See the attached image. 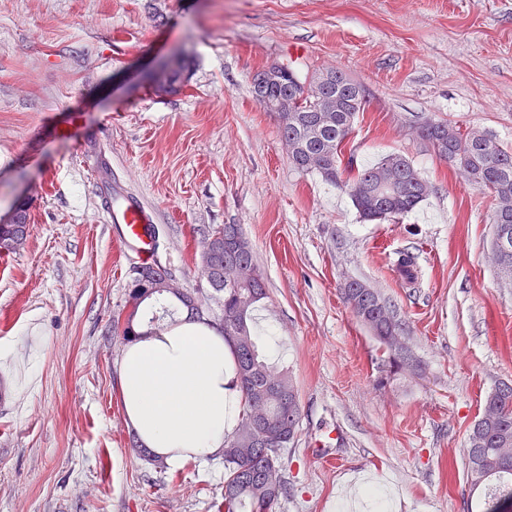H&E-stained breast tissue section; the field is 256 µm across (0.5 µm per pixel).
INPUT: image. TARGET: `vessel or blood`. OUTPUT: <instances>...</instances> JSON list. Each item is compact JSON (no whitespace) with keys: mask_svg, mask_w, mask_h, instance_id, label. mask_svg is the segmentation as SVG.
<instances>
[{"mask_svg":"<svg viewBox=\"0 0 512 512\" xmlns=\"http://www.w3.org/2000/svg\"><path fill=\"white\" fill-rule=\"evenodd\" d=\"M105 215L108 224L115 226L124 253L135 255L142 264L155 262L158 238L153 231V217L138 197H122L118 206L106 209Z\"/></svg>","mask_w":512,"mask_h":512,"instance_id":"obj_1","label":"vessel or blood"}]
</instances>
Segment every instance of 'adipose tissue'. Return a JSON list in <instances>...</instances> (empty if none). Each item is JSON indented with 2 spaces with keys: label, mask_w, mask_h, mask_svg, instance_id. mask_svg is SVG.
Here are the masks:
<instances>
[{
  "label": "adipose tissue",
  "mask_w": 512,
  "mask_h": 512,
  "mask_svg": "<svg viewBox=\"0 0 512 512\" xmlns=\"http://www.w3.org/2000/svg\"><path fill=\"white\" fill-rule=\"evenodd\" d=\"M119 383L140 442L173 461L223 447L244 409L223 335L193 321L130 344Z\"/></svg>",
  "instance_id": "obj_1"
}]
</instances>
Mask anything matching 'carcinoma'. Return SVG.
I'll return each mask as SVG.
<instances>
[{"instance_id": "cac0c4a2", "label": "carcinoma", "mask_w": 512, "mask_h": 512, "mask_svg": "<svg viewBox=\"0 0 512 512\" xmlns=\"http://www.w3.org/2000/svg\"><path fill=\"white\" fill-rule=\"evenodd\" d=\"M259 71L253 78V93L264 110L277 114L280 132L288 141V158L301 172H316L325 180L348 192L360 217L367 221L384 220L414 210L428 195L412 161L402 154H391L375 165L355 170L353 160L345 159L360 112L365 110L363 86L340 70L319 73L302 81L296 73L265 81ZM419 137L441 159L462 174L470 184L489 190L495 200L493 224L512 240V149L493 136L476 129L462 128L448 121L427 120L419 126ZM16 223L8 232L0 231V251L14 252L17 241L27 238L28 218L25 206L15 209ZM242 231L239 224L214 228L203 241L199 264L212 290L209 299L220 310L224 325L218 327L234 355L244 411L261 402L265 417L254 433L239 426L220 450L224 458L225 512H273L282 486H273L255 477L263 469L280 468V455L273 457L258 446L262 440L269 448H286L296 436L300 410L295 420L288 419L286 399H298L288 372H275L276 386L266 380L272 371L260 356L256 337L249 322L254 308L267 298L264 274L254 259L245 235L237 242L227 241L229 230ZM142 279L134 280L128 293L125 315L113 318V331L131 343L142 336L164 331L179 324L177 311L186 312L193 322L214 326L210 304L198 296L200 289L174 292L164 287L172 275L160 264L140 266ZM366 284L352 280L343 288L344 298L357 319L369 330L387 355L391 372L418 368L408 343L404 323L392 305L380 297L383 310L361 297ZM493 416L484 421V431L495 441L476 444L468 436L466 456L476 453L482 462L479 476L467 467L472 489L483 493V512H512V493L497 496L494 487L512 483V463L499 457L497 442L512 443V389L492 392Z\"/></svg>"}]
</instances>
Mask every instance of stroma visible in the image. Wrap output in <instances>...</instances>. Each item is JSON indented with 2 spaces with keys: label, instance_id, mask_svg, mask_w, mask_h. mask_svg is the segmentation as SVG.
<instances>
[{
  "label": "stroma",
  "instance_id": "1",
  "mask_svg": "<svg viewBox=\"0 0 512 512\" xmlns=\"http://www.w3.org/2000/svg\"><path fill=\"white\" fill-rule=\"evenodd\" d=\"M187 64L157 90L160 63ZM340 69L367 103L355 167L407 155L431 185L411 213L370 224L344 189L296 170L275 113L253 94L271 65ZM438 119L512 147V0H0V216L28 236L0 253V512H219L224 462L158 468L132 446L112 330L138 265L104 220L106 188L137 193L159 259L203 287L202 243L241 225L266 279L251 330L291 375L296 438L281 449L273 512H467L464 450L487 396L512 382V287L490 262L493 197L417 128ZM414 257L405 285L400 253ZM359 280L398 309L417 375L348 307ZM16 223L12 224L13 213L7 218L0 217V224H10L12 230L8 232L0 231V251L15 252L19 249L16 245L19 239L26 240L28 233V218L25 206L21 205L15 209Z\"/></svg>",
  "mask_w": 512,
  "mask_h": 512
}]
</instances>
